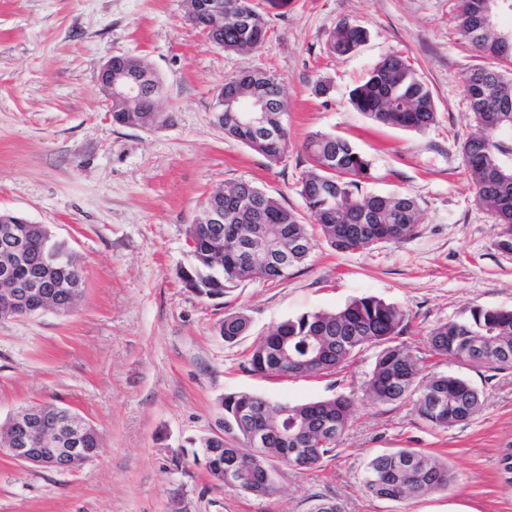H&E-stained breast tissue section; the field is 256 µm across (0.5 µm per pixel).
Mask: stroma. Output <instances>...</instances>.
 <instances>
[{"instance_id":"stroma-1","label":"stroma","mask_w":512,"mask_h":512,"mask_svg":"<svg viewBox=\"0 0 512 512\" xmlns=\"http://www.w3.org/2000/svg\"><path fill=\"white\" fill-rule=\"evenodd\" d=\"M268 28L243 55L211 46L186 0H0V210L47 225L82 266L84 291L67 316L0 319V422L31 404L69 405L96 427L98 455L66 472L0 455V512H312L318 499L344 512H512L501 465L512 448V370L461 373L482 410L448 429L427 426L412 403L362 395L376 350L337 373L266 378L251 372L255 344L280 322L374 296L402 308L400 340L426 370L451 371L428 332L472 305L512 308V251L479 205L462 143L473 128L464 79L482 59L460 33L456 0H254ZM368 32L356 51L327 48L337 23ZM143 57L163 81L164 122L146 130L113 123L96 84L110 55ZM407 60L431 89L436 121L422 132L376 124L350 90L384 57ZM276 75L288 102L291 144L271 161L224 135L213 114L226 76ZM330 86L315 95L318 81ZM347 137L367 157L366 194L414 197V235L338 252L317 237L300 195L308 135ZM248 180L295 212L314 247L288 278L245 281L220 299L187 288V230L201 202ZM248 332L224 342L225 314ZM250 391L305 402L354 397L350 427L317 468L278 465L275 491L225 487L185 450L217 431L224 395ZM418 448L447 461L448 490L408 501L364 492L368 461Z\"/></svg>"}]
</instances>
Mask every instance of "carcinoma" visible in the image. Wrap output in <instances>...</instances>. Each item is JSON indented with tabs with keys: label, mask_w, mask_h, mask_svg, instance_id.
I'll return each mask as SVG.
<instances>
[{
	"label": "carcinoma",
	"mask_w": 512,
	"mask_h": 512,
	"mask_svg": "<svg viewBox=\"0 0 512 512\" xmlns=\"http://www.w3.org/2000/svg\"><path fill=\"white\" fill-rule=\"evenodd\" d=\"M229 8L245 14L240 24L230 19L219 23L195 13L196 27L215 46L236 53L256 50L267 35L263 15L252 0H224ZM487 0H458L457 25L469 44L485 58L512 66V39L500 25L479 23ZM366 38L360 25L342 22L329 34L327 47L335 54L356 50ZM112 66L133 68L160 78L143 58L115 55ZM224 94L244 92L268 98L275 112L287 113L275 75L258 70L224 78ZM465 92L475 128L465 139L462 152L466 172L475 188L476 201L488 208L502 228L501 248L512 250V173L498 178L512 165V70L504 72L475 67L467 75ZM349 103L371 120L394 128L424 131L436 120L432 91L399 55H389L366 74L349 93ZM224 134L269 160L288 149V129L280 124L274 135L262 138L224 115ZM303 149L309 167L302 174L301 196L313 223L326 243L339 252L363 250L411 237L420 221L417 201L405 194L364 195L361 184L369 177V162L346 137L331 133L310 134ZM222 236L215 227L198 220L189 226V253L194 266L183 275L187 287L211 299L222 298L244 280L279 282L303 263L313 249V238L297 215L279 199L249 181L223 190ZM32 250V263L17 270L20 279L38 273L56 286L54 295L64 301L70 288H83V270L68 245L54 238L44 224H17ZM251 236L266 253H282L288 239L301 237L303 251L288 256L274 270L259 256L244 259L235 239ZM250 326L242 311L229 313L219 326L227 343L244 335ZM405 312L373 296L358 297L345 306L304 313L279 323L263 337L248 358L249 369L268 377L330 376L363 349L379 348L365 395L375 402L414 403L418 416L430 427L446 429L472 420L481 409V393L457 374H423L422 357L398 341L406 329ZM429 348L438 356L461 365H481L491 371L512 369V309L474 306L462 316L441 323L428 334ZM223 432L232 439L201 437L190 442L194 460L216 450L213 458L229 467L237 462L236 487L253 495L275 490L273 462H289L288 449H308L305 467L320 464L332 453L351 419L352 400L333 396L323 400L290 403L274 401L250 392L225 395ZM264 444L253 453L233 447L238 441L254 447L257 433ZM452 480L448 464L416 448H398L370 459L363 487L371 495L404 501L445 490Z\"/></svg>",
	"instance_id": "1"
}]
</instances>
